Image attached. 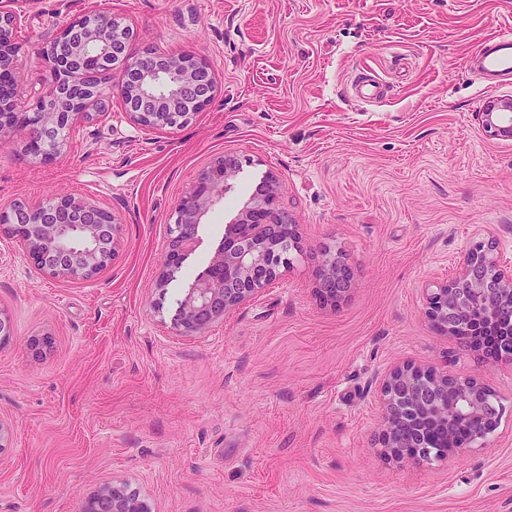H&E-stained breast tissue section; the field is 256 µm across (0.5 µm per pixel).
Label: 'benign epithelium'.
Wrapping results in <instances>:
<instances>
[{"label": "benign epithelium", "instance_id": "obj_1", "mask_svg": "<svg viewBox=\"0 0 512 512\" xmlns=\"http://www.w3.org/2000/svg\"><path fill=\"white\" fill-rule=\"evenodd\" d=\"M15 0H0V141L21 138L26 155L54 162L62 146L51 144L53 130L88 116V110L117 94L133 121L150 130L177 127L190 118L177 112L176 101L192 100L196 109L209 104L213 82L205 63L192 52L163 57L152 49L128 60L120 80L106 88L96 74L112 52L113 21L85 14L41 50L47 90L33 111L16 112L19 49L14 41ZM137 80L126 82V73ZM476 119L490 138H512V99L490 102ZM234 162L224 156L198 175L179 197L172 240L159 283L178 267L193 245L202 217L230 189ZM0 238L20 242L31 265L57 279H94L110 267L120 246V225L113 214L70 196L47 204L0 208ZM301 252L298 225L278 203L276 182L251 197L230 224L224 246L181 302L176 320L181 334H200L224 320L231 310L254 299L278 278L292 253ZM315 289L334 303L352 282L346 258L330 250L314 260ZM426 315L444 334L480 358L512 365V333L493 340L486 325L512 322V263L495 255L491 242H477L459 258L456 274L426 289ZM480 313L479 324L469 320ZM377 403L381 421L374 446L388 460L423 461L448 456V440L464 427L462 452L482 443L499 426L504 406L478 374H450L437 367L407 362L393 368L380 384ZM83 512H151L148 503L126 485L113 483L89 497Z\"/></svg>", "mask_w": 512, "mask_h": 512}]
</instances>
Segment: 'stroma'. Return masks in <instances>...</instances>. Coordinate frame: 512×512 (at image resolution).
<instances>
[{
    "label": "stroma",
    "mask_w": 512,
    "mask_h": 512,
    "mask_svg": "<svg viewBox=\"0 0 512 512\" xmlns=\"http://www.w3.org/2000/svg\"><path fill=\"white\" fill-rule=\"evenodd\" d=\"M17 111L44 89L39 50L94 11L125 57L194 52L216 92L174 130L123 101L65 130L46 164L0 144V207L60 196L112 211L110 268L59 280L0 240V512H80L125 483L152 512H512V366H487L426 316L428 284L493 237L512 261V140L473 115L512 98L467 59L512 29V0H15ZM232 189L159 284L178 198L220 156ZM277 181L302 252L251 302L179 335L187 290L260 181ZM354 284L315 291L310 254ZM49 346H39L40 338ZM485 376L505 406L474 451L430 462L373 445L378 378L403 361ZM315 289L320 297L331 303L344 298L352 282V268L346 258L330 250L321 251L314 260Z\"/></svg>",
    "instance_id": "stroma-1"
}]
</instances>
